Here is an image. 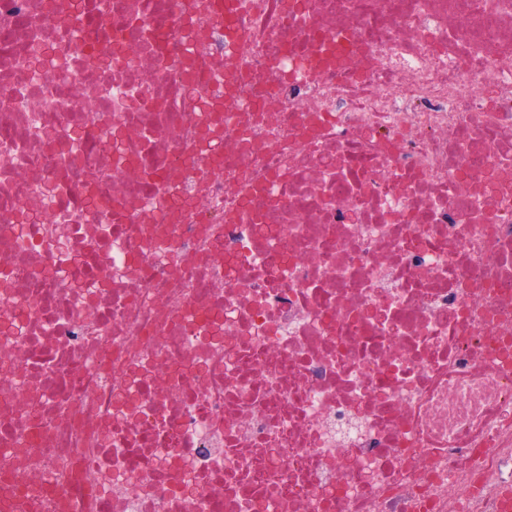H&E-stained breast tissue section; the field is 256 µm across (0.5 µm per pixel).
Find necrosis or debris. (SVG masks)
Segmentation results:
<instances>
[{
    "label": "necrosis or debris",
    "instance_id": "necrosis-or-debris-1",
    "mask_svg": "<svg viewBox=\"0 0 512 512\" xmlns=\"http://www.w3.org/2000/svg\"><path fill=\"white\" fill-rule=\"evenodd\" d=\"M508 486L512 0H0V512Z\"/></svg>",
    "mask_w": 512,
    "mask_h": 512
}]
</instances>
